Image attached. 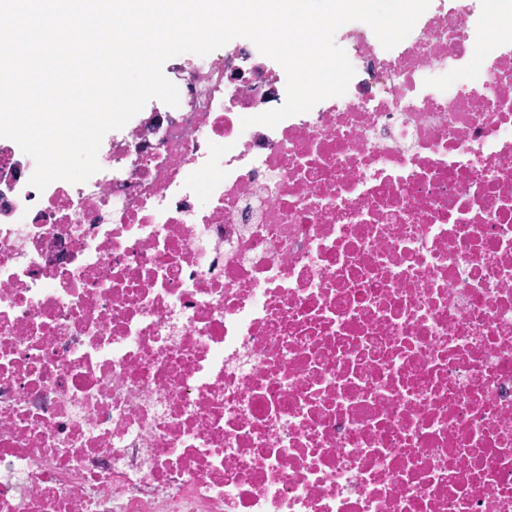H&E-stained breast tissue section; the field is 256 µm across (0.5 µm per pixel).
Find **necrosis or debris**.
Returning <instances> with one entry per match:
<instances>
[{"mask_svg":"<svg viewBox=\"0 0 512 512\" xmlns=\"http://www.w3.org/2000/svg\"><path fill=\"white\" fill-rule=\"evenodd\" d=\"M511 4L272 128L257 47L173 62L83 183L1 142L0 512H512Z\"/></svg>","mask_w":512,"mask_h":512,"instance_id":"obj_1","label":"necrosis or debris"}]
</instances>
